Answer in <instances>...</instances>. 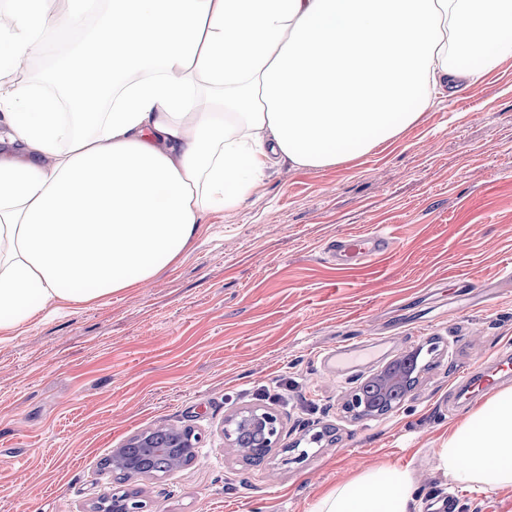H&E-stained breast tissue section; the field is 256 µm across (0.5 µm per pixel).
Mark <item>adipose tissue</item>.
Masks as SVG:
<instances>
[{"label": "adipose tissue", "instance_id": "adipose-tissue-1", "mask_svg": "<svg viewBox=\"0 0 512 512\" xmlns=\"http://www.w3.org/2000/svg\"><path fill=\"white\" fill-rule=\"evenodd\" d=\"M26 0L0 72L70 39L43 83H0V343L175 265L207 214L286 163L321 170L398 140L436 98L512 58V0ZM461 486L512 484V387L448 436ZM372 469L312 512H417Z\"/></svg>", "mask_w": 512, "mask_h": 512}]
</instances>
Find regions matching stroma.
I'll return each instance as SVG.
<instances>
[{
  "label": "stroma",
  "instance_id": "stroma-1",
  "mask_svg": "<svg viewBox=\"0 0 512 512\" xmlns=\"http://www.w3.org/2000/svg\"><path fill=\"white\" fill-rule=\"evenodd\" d=\"M377 224L393 236L384 255L351 269L326 260L330 239ZM359 342L358 375L325 361ZM509 343L512 61L353 164L271 170L150 287L0 343V512H92L118 487L113 450L160 426L203 441L195 462L128 481L151 512H311L380 464L412 473L421 506L512 512V485L464 488L437 468L483 403L458 406L456 389ZM417 346L429 364L397 410L344 411L359 376ZM257 405L283 422L259 465L222 436L225 417ZM295 444L303 461L286 458Z\"/></svg>",
  "mask_w": 512,
  "mask_h": 512
}]
</instances>
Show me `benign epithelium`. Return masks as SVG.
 Instances as JSON below:
<instances>
[{"label": "benign epithelium", "mask_w": 512, "mask_h": 512, "mask_svg": "<svg viewBox=\"0 0 512 512\" xmlns=\"http://www.w3.org/2000/svg\"><path fill=\"white\" fill-rule=\"evenodd\" d=\"M422 369L421 350L400 354L362 379L348 395L346 409L358 419L393 411L414 389ZM279 434V417L262 407L245 408L224 419V442L255 464L265 460L278 443ZM200 441L201 437L189 429L173 430L162 441L143 432L133 437L127 446L115 449L109 466L118 478L131 479L141 475L144 459L150 455L165 453L182 464L194 461L195 448ZM95 512H148V505L138 495L127 492L122 498L101 499Z\"/></svg>", "instance_id": "obj_1"}]
</instances>
